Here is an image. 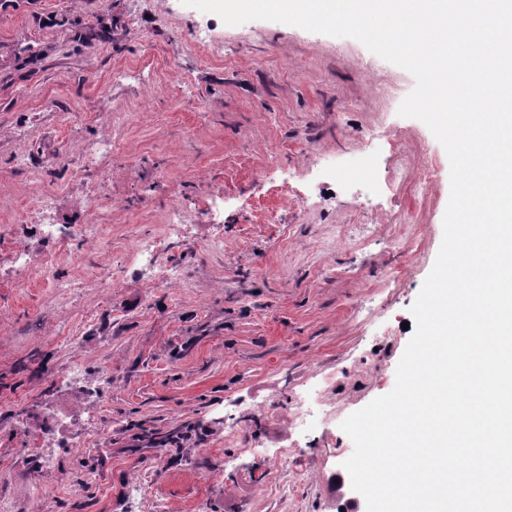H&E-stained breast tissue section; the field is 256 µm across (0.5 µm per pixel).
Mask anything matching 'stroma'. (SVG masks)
Segmentation results:
<instances>
[{"instance_id":"1","label":"stroma","mask_w":512,"mask_h":512,"mask_svg":"<svg viewBox=\"0 0 512 512\" xmlns=\"http://www.w3.org/2000/svg\"><path fill=\"white\" fill-rule=\"evenodd\" d=\"M414 86L355 38L182 0H0V502L342 512L341 423L393 389L443 240L450 161L398 113ZM313 386L330 416L300 436Z\"/></svg>"}]
</instances>
